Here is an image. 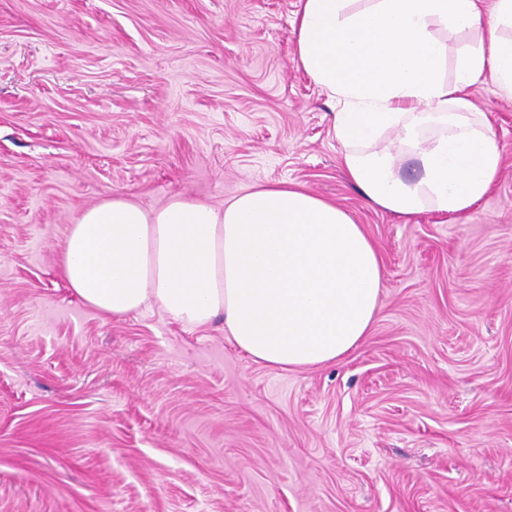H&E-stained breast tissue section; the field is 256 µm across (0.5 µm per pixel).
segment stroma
<instances>
[{
	"instance_id": "stroma-1",
	"label": "stroma",
	"mask_w": 512,
	"mask_h": 512,
	"mask_svg": "<svg viewBox=\"0 0 512 512\" xmlns=\"http://www.w3.org/2000/svg\"><path fill=\"white\" fill-rule=\"evenodd\" d=\"M298 0H0V512H512V98L461 215L400 218L346 177ZM278 182L379 246L380 311L344 360L282 370L214 320L116 319L58 268L112 193L221 206Z\"/></svg>"
}]
</instances>
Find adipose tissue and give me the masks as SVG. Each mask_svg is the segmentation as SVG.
I'll list each match as a JSON object with an SVG mask.
<instances>
[{
  "mask_svg": "<svg viewBox=\"0 0 512 512\" xmlns=\"http://www.w3.org/2000/svg\"><path fill=\"white\" fill-rule=\"evenodd\" d=\"M293 20L304 71L343 106L336 136L347 178L399 217L466 213L497 178L502 148L470 110L491 80L512 97V0H299ZM478 31L453 76L437 29ZM441 130L426 139L418 110ZM399 131L416 175L370 145ZM68 288L120 318L157 305L190 328L222 318L254 361L283 370L343 360L379 313L383 258L362 225L297 184L276 183L214 207L181 196L147 210L116 193L83 210L59 251Z\"/></svg>",
  "mask_w": 512,
  "mask_h": 512,
  "instance_id": "ef3b65f1",
  "label": "adipose tissue"
}]
</instances>
